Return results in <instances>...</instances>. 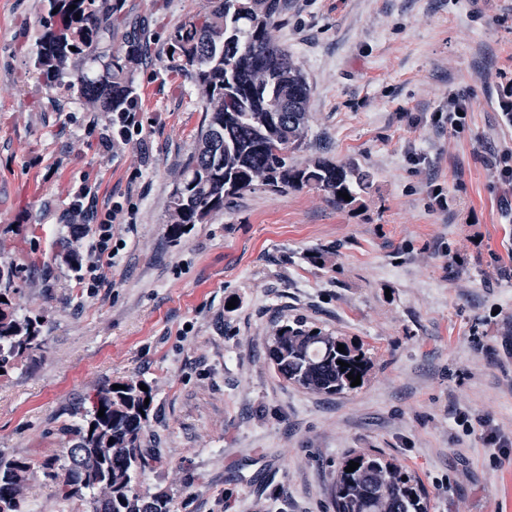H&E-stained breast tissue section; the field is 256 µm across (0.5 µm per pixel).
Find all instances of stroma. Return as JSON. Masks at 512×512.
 Masks as SVG:
<instances>
[{
    "mask_svg": "<svg viewBox=\"0 0 512 512\" xmlns=\"http://www.w3.org/2000/svg\"><path fill=\"white\" fill-rule=\"evenodd\" d=\"M208 7L124 0L112 41L148 52L139 128L107 151L112 113L33 66L44 0H0V267L17 314L46 320L42 351L0 374V458L62 454L99 391L138 378L153 401L134 487L172 512H333L351 451L418 476L429 512H512V190L494 165L512 144V0H288L272 36L310 115L290 160L353 162L370 184L345 208L247 190L174 242L167 206L204 112L167 50ZM452 91L469 97L460 133L430 120ZM83 184L113 215L98 288L80 282L98 229L68 215ZM299 317L363 345L362 387L276 374L267 340ZM485 419L508 447L486 445Z\"/></svg>",
    "mask_w": 512,
    "mask_h": 512,
    "instance_id": "obj_1",
    "label": "stroma"
}]
</instances>
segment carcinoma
<instances>
[{"mask_svg": "<svg viewBox=\"0 0 512 512\" xmlns=\"http://www.w3.org/2000/svg\"><path fill=\"white\" fill-rule=\"evenodd\" d=\"M47 3L50 27L41 39L36 70L50 83L70 76L68 89L102 112L136 111L134 72L146 46L132 35L118 47H102L112 41V18L121 13L122 0ZM285 9L286 0H212L209 12L187 17L170 36L171 67L197 88L205 112L194 151L170 196L166 224L176 241L187 234L185 227L208 223L224 201L257 186L272 192L318 189L336 206L352 207L357 190L369 185V175L353 163L288 162V149L299 148L306 135L309 90L288 48L270 36ZM341 191L350 199L339 196ZM3 296L0 292V369L5 371L44 346L45 322L18 316ZM267 353L285 382L330 396L353 390L348 374L359 373L363 381L370 370L360 344L303 319L280 326L267 342ZM122 385L98 395L84 424L72 430L65 455L36 467L25 458L0 461V512H27L25 489L36 468L62 499H79L90 512H171L168 497L134 491V477L146 467L141 436L148 417L142 413L149 412L144 401L152 391L141 390L134 379ZM351 461L359 467L347 473ZM331 498L334 512H428L420 480L381 453H348L337 468Z\"/></svg>", "mask_w": 512, "mask_h": 512, "instance_id": "carcinoma-1", "label": "carcinoma"}]
</instances>
